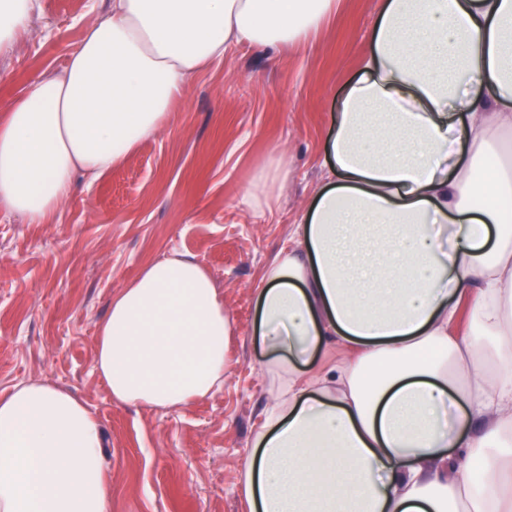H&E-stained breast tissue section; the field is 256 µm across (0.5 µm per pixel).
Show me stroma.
<instances>
[{"label":"stroma","instance_id":"1","mask_svg":"<svg viewBox=\"0 0 512 512\" xmlns=\"http://www.w3.org/2000/svg\"><path fill=\"white\" fill-rule=\"evenodd\" d=\"M382 2L337 0L298 46L230 48L160 134L96 181L77 179L52 223L0 213V392L45 378L85 401L103 429L112 512H246L244 469L270 401L256 290L324 179L325 139ZM108 9L37 0L29 33L0 54V109L59 72ZM273 168L279 205L254 214L240 200ZM174 252L209 272L233 323L224 384L181 408L118 403L94 369L99 326L116 291Z\"/></svg>","mask_w":512,"mask_h":512}]
</instances>
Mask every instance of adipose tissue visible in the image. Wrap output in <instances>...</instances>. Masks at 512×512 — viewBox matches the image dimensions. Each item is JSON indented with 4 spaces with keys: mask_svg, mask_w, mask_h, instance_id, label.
I'll list each match as a JSON object with an SVG mask.
<instances>
[{
    "mask_svg": "<svg viewBox=\"0 0 512 512\" xmlns=\"http://www.w3.org/2000/svg\"><path fill=\"white\" fill-rule=\"evenodd\" d=\"M36 0H0V54ZM336 0H110L65 68L0 113V211L51 221L168 124L235 45L306 41ZM512 0H383L326 144L327 178L257 291L277 375L249 512H512ZM498 160L475 200L478 166ZM232 322L174 253L112 298L94 368L174 409L224 383ZM339 361L306 374L313 353ZM479 466L482 488L466 470ZM0 512H112L100 425L44 381L0 394Z\"/></svg>",
    "mask_w": 512,
    "mask_h": 512,
    "instance_id": "ef3b65f1",
    "label": "adipose tissue"
}]
</instances>
